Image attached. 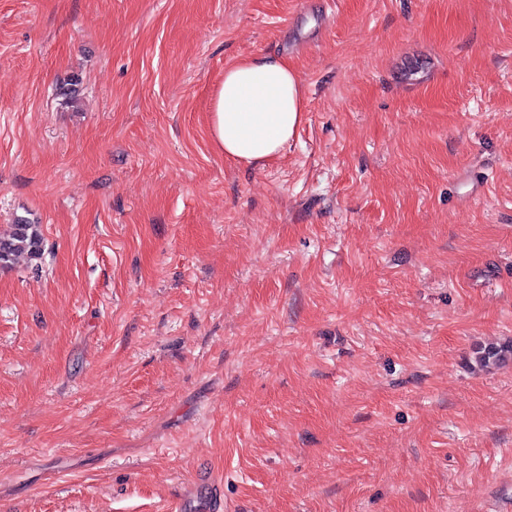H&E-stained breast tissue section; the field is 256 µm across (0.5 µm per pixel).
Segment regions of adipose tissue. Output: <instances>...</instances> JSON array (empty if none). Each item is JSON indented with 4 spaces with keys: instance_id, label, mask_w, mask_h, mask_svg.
I'll return each mask as SVG.
<instances>
[{
    "instance_id": "obj_1",
    "label": "adipose tissue",
    "mask_w": 512,
    "mask_h": 512,
    "mask_svg": "<svg viewBox=\"0 0 512 512\" xmlns=\"http://www.w3.org/2000/svg\"><path fill=\"white\" fill-rule=\"evenodd\" d=\"M305 112L304 86L287 58H240L225 68L212 101L213 145L237 166L263 167L281 156Z\"/></svg>"
}]
</instances>
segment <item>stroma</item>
<instances>
[{
    "instance_id": "obj_1",
    "label": "stroma",
    "mask_w": 512,
    "mask_h": 512,
    "mask_svg": "<svg viewBox=\"0 0 512 512\" xmlns=\"http://www.w3.org/2000/svg\"><path fill=\"white\" fill-rule=\"evenodd\" d=\"M265 53L307 105L249 170L209 108ZM19 216L0 512L512 503V0H0ZM40 224L19 217L6 233H0V268H9L20 257L37 261L42 256ZM474 362L477 367L484 369L512 361V344L488 345L474 352Z\"/></svg>"
}]
</instances>
